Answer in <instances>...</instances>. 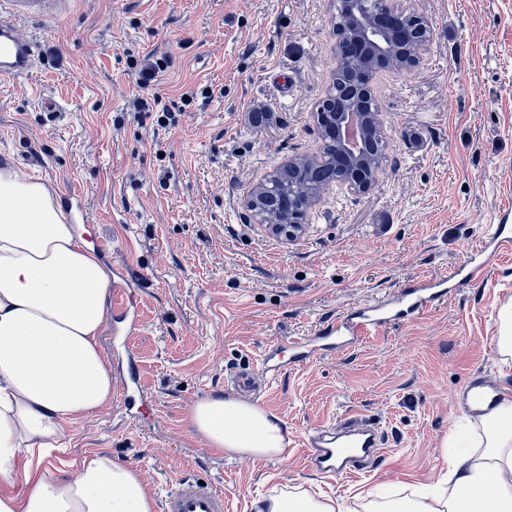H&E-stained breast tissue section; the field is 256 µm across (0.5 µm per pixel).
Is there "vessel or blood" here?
I'll use <instances>...</instances> for the list:
<instances>
[{
    "mask_svg": "<svg viewBox=\"0 0 512 512\" xmlns=\"http://www.w3.org/2000/svg\"><path fill=\"white\" fill-rule=\"evenodd\" d=\"M58 0H0V74L20 77L30 74L39 58V47L21 27V20L41 21L52 15ZM65 206L72 223L88 222L83 194L80 190L66 191L63 195ZM512 249V227L506 220L486 225L483 246L472 254L466 264L469 281H479L487 268L501 252ZM112 286L117 301L114 306V332L118 335H133L138 322L134 308L129 307L123 296L130 283L123 265L113 268ZM440 282L424 279L419 286L403 293L400 302L392 304L379 301L359 309L335 324L328 326L322 341L303 339L293 342L299 362L313 360L317 354L347 347L355 343L368 331L381 327L387 322L400 320L418 312L435 297L442 295ZM230 386L237 394L248 398H259L263 387L255 371L243 370L233 376ZM354 438L355 445L367 453H376L379 445L378 430L363 420L361 414L351 412L338 423L314 431L309 435L306 446L307 458L321 473L335 472L334 458H348L346 438ZM161 512H224V494L211 487L189 480L176 481L160 502Z\"/></svg>",
    "mask_w": 512,
    "mask_h": 512,
    "instance_id": "b4317fda",
    "label": "vessel or blood"
}]
</instances>
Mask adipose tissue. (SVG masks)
I'll use <instances>...</instances> for the list:
<instances>
[{
  "instance_id": "1",
  "label": "adipose tissue",
  "mask_w": 512,
  "mask_h": 512,
  "mask_svg": "<svg viewBox=\"0 0 512 512\" xmlns=\"http://www.w3.org/2000/svg\"><path fill=\"white\" fill-rule=\"evenodd\" d=\"M108 276L94 248L66 220L41 175L0 167V512H154L139 471L110 454L85 458L75 478L50 460L64 426L112 399L99 346ZM477 452L451 459L422 495L377 500L363 512H512V389L474 416ZM193 431L228 457L282 455L285 430L262 408L220 395L187 413ZM253 512H342L333 497L281 492Z\"/></svg>"
}]
</instances>
